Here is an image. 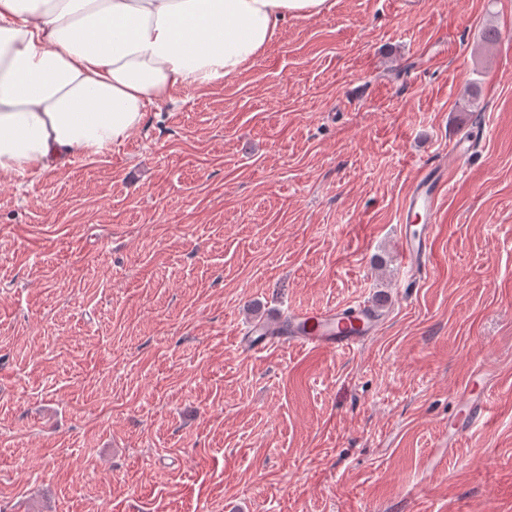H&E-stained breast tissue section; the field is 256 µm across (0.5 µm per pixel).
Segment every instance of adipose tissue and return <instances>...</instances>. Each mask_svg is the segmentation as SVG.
<instances>
[{
	"mask_svg": "<svg viewBox=\"0 0 512 512\" xmlns=\"http://www.w3.org/2000/svg\"><path fill=\"white\" fill-rule=\"evenodd\" d=\"M328 0H0V175L107 154L178 88L250 67Z\"/></svg>",
	"mask_w": 512,
	"mask_h": 512,
	"instance_id": "ef3b65f1",
	"label": "adipose tissue"
}]
</instances>
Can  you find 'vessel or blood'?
<instances>
[{"label":"vessel or blood","mask_w":512,"mask_h":512,"mask_svg":"<svg viewBox=\"0 0 512 512\" xmlns=\"http://www.w3.org/2000/svg\"><path fill=\"white\" fill-rule=\"evenodd\" d=\"M447 186L446 167L425 164L419 168L399 215L398 249L408 267L416 268L427 262L431 237L415 233L413 226L420 219L428 225L435 223L438 203ZM383 319L382 309L374 304L299 312L284 322L270 319L254 324L240 345L250 351H260L282 342L333 352L361 345L376 336ZM459 414L458 422L448 432V443L452 446L465 438L475 423L485 416V398L466 392Z\"/></svg>","instance_id":"obj_1"}]
</instances>
